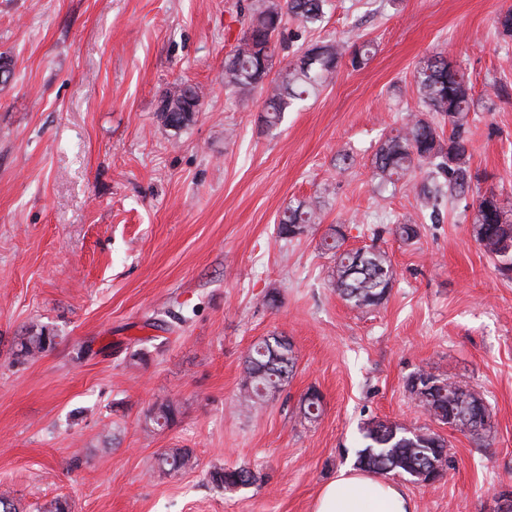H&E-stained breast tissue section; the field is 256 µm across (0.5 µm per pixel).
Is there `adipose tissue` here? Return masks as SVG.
<instances>
[{
    "instance_id": "obj_1",
    "label": "adipose tissue",
    "mask_w": 512,
    "mask_h": 512,
    "mask_svg": "<svg viewBox=\"0 0 512 512\" xmlns=\"http://www.w3.org/2000/svg\"><path fill=\"white\" fill-rule=\"evenodd\" d=\"M312 512H413V505L397 483L348 470L324 485Z\"/></svg>"
}]
</instances>
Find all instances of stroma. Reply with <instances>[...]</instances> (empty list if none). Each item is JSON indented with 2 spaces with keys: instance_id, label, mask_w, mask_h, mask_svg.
Instances as JSON below:
<instances>
[{
  "instance_id": "35a3bbf8",
  "label": "stroma",
  "mask_w": 512,
  "mask_h": 512,
  "mask_svg": "<svg viewBox=\"0 0 512 512\" xmlns=\"http://www.w3.org/2000/svg\"><path fill=\"white\" fill-rule=\"evenodd\" d=\"M255 2L0 0L13 69L0 84V498L19 512L57 498L69 512H311L353 465L360 426L386 420L448 441L443 479L401 484L414 512H492L512 491V274L473 236L475 195L429 212L424 171L381 192L372 158L418 112L414 73L441 52L473 86L480 190L512 202V38L495 23L512 0H330L318 28L287 24L278 62L320 40H369L375 54L272 129L259 92L224 86ZM181 79L205 97L174 131L157 108ZM306 200L320 223L281 239L282 213ZM407 220L410 242L390 232ZM336 226L346 248L389 255L379 306L331 284L320 242ZM41 327L52 348L20 358ZM272 334L292 343L295 373L241 413L245 355ZM421 370L480 394L488 447L416 406L407 383ZM312 389L322 414L308 423L297 410ZM166 400L175 422L146 428ZM175 448L193 468H160ZM241 464L255 485L211 482Z\"/></svg>"
}]
</instances>
